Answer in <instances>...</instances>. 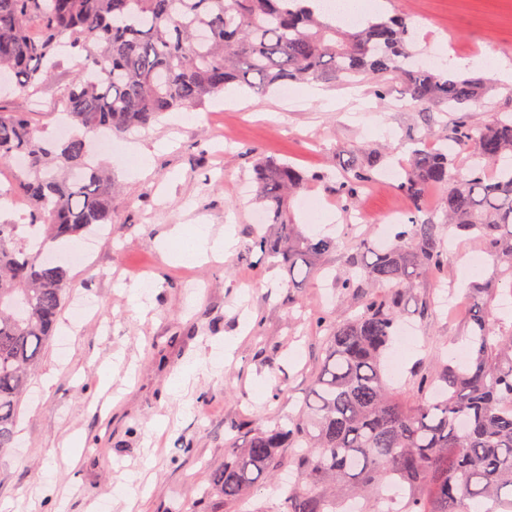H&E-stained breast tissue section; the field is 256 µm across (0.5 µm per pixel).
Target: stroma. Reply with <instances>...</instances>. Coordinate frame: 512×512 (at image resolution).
Instances as JSON below:
<instances>
[{"mask_svg":"<svg viewBox=\"0 0 512 512\" xmlns=\"http://www.w3.org/2000/svg\"><path fill=\"white\" fill-rule=\"evenodd\" d=\"M382 12L407 14L419 48L447 57L449 72L478 46L512 62V0H386ZM73 72V63L60 64L33 102L5 97L0 109L29 112L40 136L56 139ZM321 89L331 107L303 84L291 100L234 85L205 102L209 124L165 117L114 136L100 156L119 187L112 235L76 243L59 338L42 352L19 405L16 446L0 458V512H123L129 500L132 512H195L228 439L298 419L322 355L317 316L343 321L359 311L337 287L351 242L383 244L388 210L411 207L397 180L382 179L356 201L369 208V223L350 225L333 189L336 167L382 144L400 170L421 131L399 89L382 100L365 83ZM133 143L150 156L147 176L135 173ZM248 147L255 156L245 155ZM257 157L325 175L289 200L288 217L305 235L320 232L339 246L297 288L286 268L251 248L262 205L240 187ZM177 224L229 228L235 245L191 267L169 261L161 243ZM483 250L482 241L459 237L448 267L417 278L401 318L416 342L394 337L386 353L395 383L461 351L468 309L435 306V295L439 285L480 280L464 258ZM141 267L151 271V288L136 284ZM186 369V387L170 390Z\"/></svg>","mask_w":512,"mask_h":512,"instance_id":"1","label":"stroma"}]
</instances>
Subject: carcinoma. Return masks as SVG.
<instances>
[{
  "label": "carcinoma",
  "instance_id": "cac0c4a2",
  "mask_svg": "<svg viewBox=\"0 0 512 512\" xmlns=\"http://www.w3.org/2000/svg\"><path fill=\"white\" fill-rule=\"evenodd\" d=\"M64 54L76 66L64 105L81 132L47 142L28 113L0 110V167L26 157L10 194L31 206L29 229L0 222V458L15 447L20 399L70 294L68 269L53 256L112 225L116 187L87 135L147 128L231 84L268 92L289 82L370 79L380 98L399 86L428 135L434 113L451 115L440 131L445 146L417 147L402 165L399 188L412 210L395 241L351 244L338 288L360 312L318 319L325 348L305 399L311 416L232 442L206 495L223 512H239L291 462L298 480L279 487L274 512H336L350 495L364 500L365 512H393L379 506L389 482L410 489L400 512H471V502L512 512V318L498 314L512 300V113L494 112L484 78L422 62L405 15L348 22L313 0H0L7 88L33 96ZM480 109L494 118L475 122L470 114ZM460 153L468 158L463 176ZM383 161L381 151L365 149L340 163L335 191L345 210ZM252 171L266 222L277 226L273 235L255 233L253 248L292 280L310 274L336 241L303 235L286 205L322 176L261 158ZM437 188L445 197L436 220L425 202ZM460 234L481 240L489 257L487 277L466 291L468 358L420 375L410 396L393 392L384 355L405 298L419 275L448 265L446 242Z\"/></svg>",
  "mask_w": 512,
  "mask_h": 512
}]
</instances>
